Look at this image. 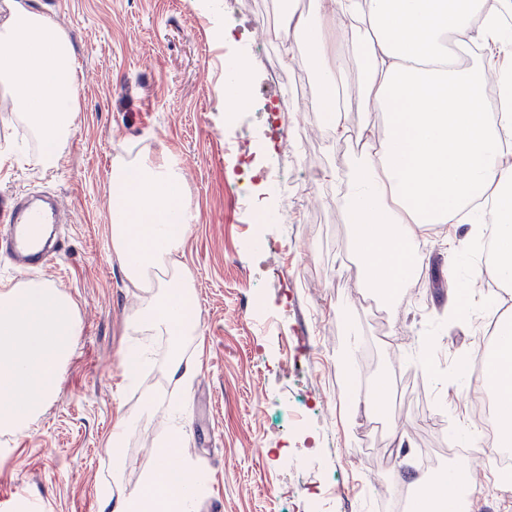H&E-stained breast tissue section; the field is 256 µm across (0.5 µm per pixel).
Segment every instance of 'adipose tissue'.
<instances>
[{
	"mask_svg": "<svg viewBox=\"0 0 512 512\" xmlns=\"http://www.w3.org/2000/svg\"><path fill=\"white\" fill-rule=\"evenodd\" d=\"M512 0H318L309 21L288 15L280 32L305 50L303 64L318 80L307 111L321 112L328 132L344 138L338 76L345 59L332 42L350 31L364 60L358 93L365 104L363 150L351 164L343 207L352 241L366 264V287L392 297L409 275L402 255H414L416 230L455 224L479 199L496 247L482 269L512 285V64L501 37ZM0 92L37 140L31 161L54 168L78 118L74 57L67 36L26 0H0ZM485 49L478 66L462 65L471 47ZM505 106L484 107L488 82ZM109 235L112 255L140 304L128 317L137 336L168 339L164 364L174 382L197 363L182 356L185 337L199 333L193 279L177 258L192 226L181 170L167 154L116 156ZM82 320L76 301L48 281L0 289V432L28 431L56 397ZM196 476L161 468L140 490L102 489L99 512H196Z\"/></svg>",
	"mask_w": 512,
	"mask_h": 512,
	"instance_id": "1",
	"label": "adipose tissue"
}]
</instances>
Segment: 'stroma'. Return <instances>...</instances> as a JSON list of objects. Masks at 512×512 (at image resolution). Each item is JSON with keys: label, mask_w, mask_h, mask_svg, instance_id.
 Instances as JSON below:
<instances>
[{"label": "stroma", "mask_w": 512, "mask_h": 512, "mask_svg": "<svg viewBox=\"0 0 512 512\" xmlns=\"http://www.w3.org/2000/svg\"><path fill=\"white\" fill-rule=\"evenodd\" d=\"M64 31L77 73L79 116L56 168L18 161L0 168V196L16 190L56 195L68 221L57 228L64 255L42 279L79 305L82 332L56 398L30 429L0 435V512H99L112 479L105 438L117 410L144 395L155 402L122 449L118 492L141 486L159 463L172 427L180 459L200 466V512H397L413 489L410 470L433 446L432 481L462 465L482 488L471 512H512V489L486 466L450 454L440 433L458 420L466 441L485 423L446 371L457 356L489 348L473 321L455 319L456 287H472L471 262L485 251L468 224H434L419 240L421 261L406 280L413 295L391 299L365 288L350 255L349 227L336 190L354 152L330 138L319 113H297L276 132L264 104L283 96L256 47L259 18L225 14L220 0H28ZM346 62L343 121L357 132L364 115L357 85L363 60L340 41ZM245 54L252 99L224 112V58ZM166 151L181 160L195 216L179 258L195 285L200 334L183 345L199 369L175 384L156 376L131 391L118 363L132 338L126 318L138 304L112 258L107 224L112 159L122 148ZM31 154L28 128L0 97V150ZM280 159L277 177L243 180L240 154ZM285 207L283 223L257 224L254 209ZM275 241L277 261L245 248ZM363 369L384 381L379 410L347 396L337 372ZM304 422L289 426L288 410Z\"/></svg>", "instance_id": "obj_1"}]
</instances>
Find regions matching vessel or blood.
<instances>
[{"label": "vessel or blood", "instance_id": "1", "mask_svg": "<svg viewBox=\"0 0 512 512\" xmlns=\"http://www.w3.org/2000/svg\"><path fill=\"white\" fill-rule=\"evenodd\" d=\"M62 219L58 204H38L23 193L10 195L0 211V249L11 258L15 269L27 273L44 268L56 253L52 239L39 238L46 224Z\"/></svg>", "mask_w": 512, "mask_h": 512}]
</instances>
